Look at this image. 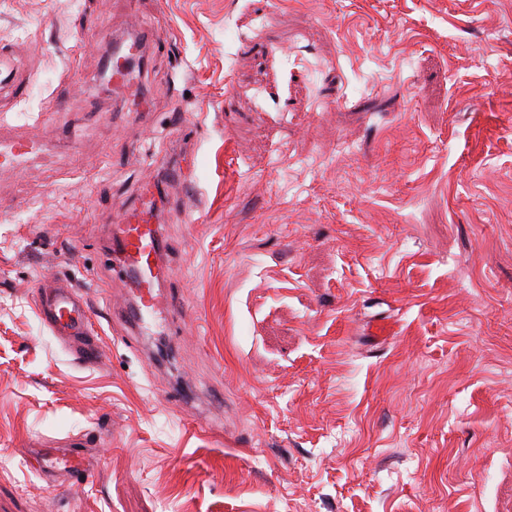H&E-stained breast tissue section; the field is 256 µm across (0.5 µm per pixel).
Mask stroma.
<instances>
[{
    "instance_id": "obj_1",
    "label": "stroma",
    "mask_w": 512,
    "mask_h": 512,
    "mask_svg": "<svg viewBox=\"0 0 512 512\" xmlns=\"http://www.w3.org/2000/svg\"><path fill=\"white\" fill-rule=\"evenodd\" d=\"M136 29L138 116L100 81ZM2 47L0 140L40 146L0 170V512H512V0H0ZM189 148L187 315L137 334L112 225ZM34 288L39 299L38 317L54 336L80 338L77 355L84 362L99 357L97 340L85 339L88 327V303L84 295L73 288H46L37 281Z\"/></svg>"
}]
</instances>
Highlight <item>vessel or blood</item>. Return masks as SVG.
<instances>
[{
    "label": "vessel or blood",
    "mask_w": 512,
    "mask_h": 512,
    "mask_svg": "<svg viewBox=\"0 0 512 512\" xmlns=\"http://www.w3.org/2000/svg\"><path fill=\"white\" fill-rule=\"evenodd\" d=\"M147 45L143 35L115 41L112 53V90L132 97L139 87L140 64ZM38 148L35 140L20 137L0 144V164L10 166L24 161ZM155 183H147L140 205L129 208L112 227V271L129 285L136 298L123 308L121 317L130 328L141 327L148 317L169 311L178 300L161 291L160 285L172 276L165 261L167 242L158 224ZM38 317L56 336L79 339L77 355L93 362L99 353L97 340L87 339L88 303L83 294L69 287L48 288L37 284Z\"/></svg>",
    "instance_id": "obj_1"
}]
</instances>
